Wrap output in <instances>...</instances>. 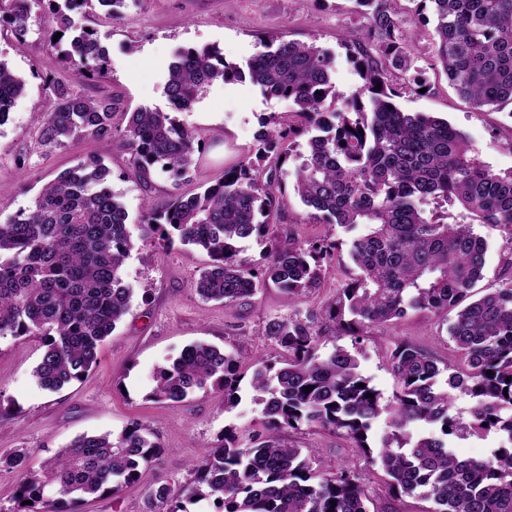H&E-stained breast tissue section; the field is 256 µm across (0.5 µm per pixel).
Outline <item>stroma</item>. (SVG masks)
<instances>
[{
	"mask_svg": "<svg viewBox=\"0 0 512 512\" xmlns=\"http://www.w3.org/2000/svg\"><path fill=\"white\" fill-rule=\"evenodd\" d=\"M77 22L94 28L110 57L108 75L88 80L84 68L63 61L46 34L41 11H33L25 48L15 46L9 29L0 30V59L25 83L8 121L0 126V222L32 206L42 187L67 168L93 154L105 157L112 170L111 187L128 212L129 223H138L145 200L166 203L174 188L168 175L155 173L143 185L128 175V154L118 144L127 125L126 115L140 107L169 111L164 93L168 65L176 51L211 46L227 60L243 64L256 52L261 37L283 36L312 42L335 59L332 80L337 91L352 94L361 80L342 43L366 35L367 20L354 0H137L123 20L97 13L77 15ZM433 25L421 27L412 48L413 66L425 71L432 89L426 94L397 97L405 112H425L448 120L463 132L484 161L500 174L512 172V113L473 108L449 86L445 74L432 67ZM58 79L75 91L105 94L116 99L122 111L113 119L115 142L105 146L92 140H73L46 150L40 131L53 100L48 85ZM291 102L264 98L250 81L211 85L177 121L204 137L199 168L182 192L221 179L225 168L254 154L262 124L271 115L282 116ZM24 170H17V157ZM293 164H286V186L280 222L263 243L247 242L242 259L262 262L288 238L302 245L333 239L339 247L324 260L322 278L299 303H288L275 285L262 287L251 305L224 307L204 303L194 283L210 259L191 246L163 250L135 240L124 267L127 280L147 289V297H134L129 313L100 349L99 364L82 380L57 392L42 389L33 376L41 357L37 342L0 340V404L8 413L0 417V452L15 448L31 451L32 466L40 463L81 434L120 433L130 420H139L159 438L163 448L152 466L140 470L134 482L117 494H106L84 507V512H143L146 489L162 480L186 497L195 480V466L204 449L214 446L225 430L240 442L261 429L262 413L250 387L252 370L242 367L241 401L225 410L224 394L207 389L185 402L171 404L150 400L155 369L175 358L187 345L205 341L227 351H241L267 361L280 360L282 351L262 334L266 321L297 312H318L332 303L353 264L348 256L351 231L336 224H313L310 210L295 194ZM488 243L487 263L479 289H493L512 272L503 258L512 250V232L499 226H478ZM448 314L412 312L385 332L353 338L326 331L324 350L343 347L354 352L362 374L384 398L398 388L386 357L393 343L405 341L425 349L442 364L456 363L447 333ZM289 442L313 449L326 460L343 458L358 473L370 497V512H431L432 502L392 497L379 466L370 464L347 437L303 426L284 433Z\"/></svg>",
	"mask_w": 512,
	"mask_h": 512,
	"instance_id": "obj_1",
	"label": "stroma"
}]
</instances>
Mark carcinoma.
Masks as SVG:
<instances>
[{"instance_id": "obj_1", "label": "carcinoma", "mask_w": 512, "mask_h": 512, "mask_svg": "<svg viewBox=\"0 0 512 512\" xmlns=\"http://www.w3.org/2000/svg\"><path fill=\"white\" fill-rule=\"evenodd\" d=\"M93 1L114 20L128 7V0H0V23L22 46L33 8L48 3L47 28L52 36L62 33L65 59L102 77L109 60L97 32L71 18ZM356 2L365 8L368 38L345 41L362 79L348 97L331 81L333 58L313 43L261 39L245 71L211 48L179 50L165 85L174 110H188L212 84L244 75L294 110L286 121L265 122L255 157L164 207L145 202L136 226L109 186L103 158L90 156L61 172L32 207L0 224V339L40 343L33 375L45 390L81 379L97 365L101 344L137 293L122 275L134 227L162 248L193 245L213 259L195 283L205 301L248 305L269 281L289 302L299 301L318 284L321 260L337 243L306 248L290 239L257 270L240 258L241 242L262 240L276 227L283 166L294 156L300 163L293 190L313 209L309 219L365 227L350 242L357 272L324 311L265 323L262 336L284 351L278 367L255 360L250 386L262 405L265 433L242 444L228 431L206 449L189 498L211 499L221 512H369L366 490L349 464L318 460L281 437L306 425L352 440L380 466L394 497H421L437 505L435 512H512V277L474 297L488 251L475 225L512 226V172H494L447 120L397 107L390 69H411L416 21L400 16L393 0ZM418 2L430 4L433 54L457 94L476 109L512 105V0ZM24 88L0 60V125ZM52 94L42 146L75 137L112 141L116 100L55 80ZM303 135L302 145L297 138ZM124 137L138 182L148 184L156 170L178 184L194 178L201 133L170 114L132 112ZM429 202L459 205V219L444 221L424 209ZM453 310L448 336L457 368L445 378L430 353L396 343L389 361L399 388L389 399L361 374L348 349L319 353L323 323L357 339L390 328L410 311ZM244 361L240 353L192 343L156 370L149 399L177 404L212 387L224 392L230 411L240 402ZM306 386L313 390L304 392ZM455 390L472 400L466 418L451 412ZM380 417L388 431L376 448L369 431ZM490 431L507 436L509 445L478 459H462L450 447L453 436ZM159 448L132 420L117 435L76 437L37 469L29 467L26 448L0 453V471L20 475L14 506L0 512H79L89 499L134 481ZM145 512L186 510L169 485L159 483L146 492Z\"/></svg>"}]
</instances>
